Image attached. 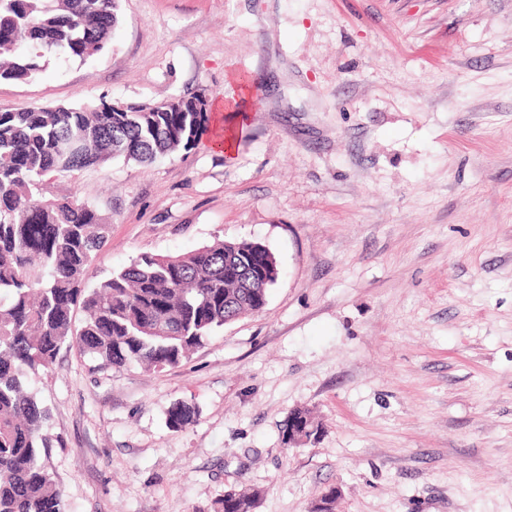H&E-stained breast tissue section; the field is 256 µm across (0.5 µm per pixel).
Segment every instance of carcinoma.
Returning a JSON list of instances; mask_svg holds the SVG:
<instances>
[{"label": "carcinoma", "mask_w": 512, "mask_h": 512, "mask_svg": "<svg viewBox=\"0 0 512 512\" xmlns=\"http://www.w3.org/2000/svg\"><path fill=\"white\" fill-rule=\"evenodd\" d=\"M118 0H0V79H28L51 53L84 59L108 48ZM196 112L37 108L0 112V512H65L41 461L50 412L29 392V373L75 348L95 367L178 365L211 333L262 311L270 279L257 283L249 256L261 245L222 240L183 256L142 254L85 287L110 225L74 197L48 198L46 182L114 158L149 165L190 150L208 132ZM84 320L74 326L75 309ZM177 402L166 422H194ZM214 502V512H253L258 492Z\"/></svg>", "instance_id": "obj_1"}]
</instances>
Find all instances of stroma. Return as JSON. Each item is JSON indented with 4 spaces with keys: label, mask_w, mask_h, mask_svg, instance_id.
<instances>
[{
    "label": "stroma",
    "mask_w": 512,
    "mask_h": 512,
    "mask_svg": "<svg viewBox=\"0 0 512 512\" xmlns=\"http://www.w3.org/2000/svg\"><path fill=\"white\" fill-rule=\"evenodd\" d=\"M0 79V111L223 106L150 166L52 180L110 224L90 282L144 253L258 242L266 307L174 368L61 351L31 388L65 512H512V0H119L109 47ZM196 421L166 424L176 402ZM309 409L319 431L285 443ZM239 499L229 504V499L224 496L214 502L215 512H253L258 501V492L248 487L236 488Z\"/></svg>",
    "instance_id": "1"
}]
</instances>
